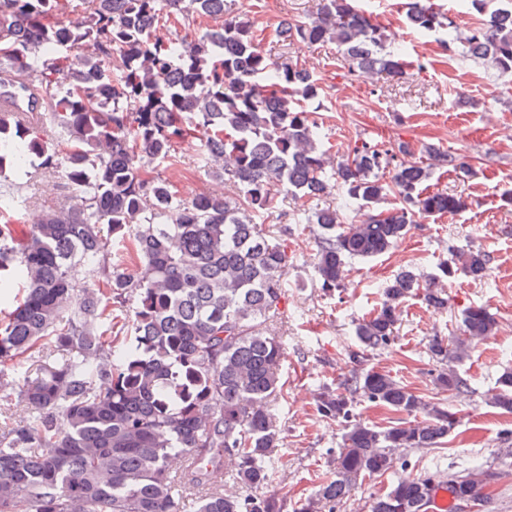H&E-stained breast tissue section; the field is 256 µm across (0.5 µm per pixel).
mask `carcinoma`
Wrapping results in <instances>:
<instances>
[{"label":"carcinoma","instance_id":"1","mask_svg":"<svg viewBox=\"0 0 512 512\" xmlns=\"http://www.w3.org/2000/svg\"><path fill=\"white\" fill-rule=\"evenodd\" d=\"M482 17L466 37L433 0H410L407 22L439 33L442 44L512 83V0H466ZM60 20L68 0H0V177L38 164L62 173L65 203L19 225L30 200L0 186V394L33 409L0 429V512H336L365 479L406 466L411 450L438 447L459 423L442 398L413 392L368 366L387 348L403 304L419 296L448 308V275L487 280L488 255L459 249L432 275L401 271L381 287L382 302L355 327L359 349L340 387L320 388L317 411L343 423L333 477L290 506L268 490L280 441L275 400L286 343L270 326L292 256L288 229L256 219L293 202L327 198L311 211L319 229L314 275L332 293L345 287V260L389 252L415 214L468 209L467 198L429 191L433 170L468 175L460 156L424 147L428 163L408 160L405 143L363 140L336 158L323 126L303 102L322 92L301 59L275 57L229 0H88ZM194 16L212 25L191 40L169 30ZM279 43L334 45L347 73L401 78L406 48L353 0H318L276 32ZM79 60H71L72 53ZM40 69L34 82L30 72ZM208 130L204 160L231 187L183 199L154 170L178 161L179 144ZM67 139L65 154L50 134ZM395 189L404 206H381ZM364 212L344 224L350 203ZM132 249L143 269L112 262L101 226ZM86 269L89 281L76 275ZM482 305L461 313L460 333L433 337L442 392L468 389L458 367L498 332ZM37 360L33 373L17 371ZM360 400L406 419L386 428L357 418ZM488 403L512 413V370ZM186 467L169 470L172 458ZM502 472L473 464L460 472L428 468L370 496L369 512H428L439 493L447 512L468 502L498 512L490 487ZM227 481L242 493H224Z\"/></svg>","mask_w":512,"mask_h":512}]
</instances>
